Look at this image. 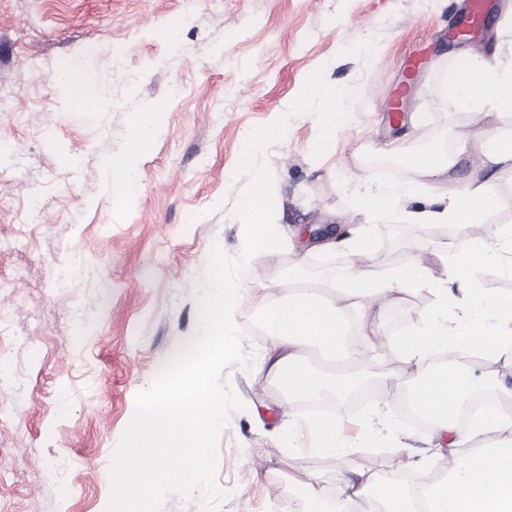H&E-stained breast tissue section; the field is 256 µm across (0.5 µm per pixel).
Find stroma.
Segmentation results:
<instances>
[{"instance_id": "1", "label": "stroma", "mask_w": 512, "mask_h": 512, "mask_svg": "<svg viewBox=\"0 0 512 512\" xmlns=\"http://www.w3.org/2000/svg\"><path fill=\"white\" fill-rule=\"evenodd\" d=\"M486 2L487 30L452 43L470 0H0V283L11 286L0 293V347L14 379L0 391V512H105L137 394L196 331L193 287L213 246L234 257L243 244L235 208L250 184L237 173L245 138L321 67L347 93L348 123L335 151L315 160L317 114L292 116L267 153L275 221L290 243L256 254L238 283L237 327L254 361L224 372L246 408L220 434L217 471L228 493L219 512L291 503L318 512L306 487L334 491L336 460L289 447L288 423L304 414L262 377L268 342L253 329L297 254L310 281L341 276L346 252L318 251L315 232L345 234L348 217L373 226L383 268L417 256L436 263V244L454 252L403 214L362 212L373 191L363 158L477 129L475 107L449 99L442 83L464 51L512 54L508 0ZM73 68L97 80L98 109L70 104L60 76ZM114 68L125 83L109 80ZM158 105L163 129L142 153L141 185L117 204L104 161ZM434 305L426 290L399 294L376 354L390 360L387 336L420 326ZM340 421L341 439L359 445L357 470L422 482L448 465H414L423 430L394 401L370 399Z\"/></svg>"}]
</instances>
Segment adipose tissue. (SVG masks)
Wrapping results in <instances>:
<instances>
[{"label":"adipose tissue","mask_w":512,"mask_h":512,"mask_svg":"<svg viewBox=\"0 0 512 512\" xmlns=\"http://www.w3.org/2000/svg\"><path fill=\"white\" fill-rule=\"evenodd\" d=\"M442 89L481 105V127L460 134L453 149L436 142L407 153L403 164L418 173L417 181L394 187L387 185L381 170H371L379 188L366 198L364 208L386 213L411 198H428V209L412 213V220L433 230L451 224L461 231L447 280H438L418 259L381 270L369 261L376 250L373 230L360 225L349 244L353 261L340 285L292 278L281 298L266 308L268 348L262 371L290 402L320 394L343 398L359 373L389 387L391 375L376 370L366 357L376 344L382 311L394 295L428 290L437 299L435 307L419 328L399 334L394 347L414 378L411 403L432 423L428 443H448V469L424 486L426 512H512V444L496 439L512 427V416L494 409L465 430L456 427L458 407L478 386L476 378L461 370L459 358L482 354L512 363V296L486 292L478 280L490 267L512 276V226L492 237L471 232L497 212L495 185L512 175V133L501 127L502 119L512 114V59L473 55L471 64L449 71ZM161 120L157 112L136 118L127 149L106 160L117 202L138 190L139 159L160 131ZM464 158L478 160L476 172L463 180L452 177V169ZM351 320L363 335L362 344L347 339ZM310 346L321 350L326 365L306 363L304 351ZM340 427L333 418H310L288 435L289 444L308 436L314 449L336 456L335 512H366L374 502L383 512H415L408 488L350 469L347 460L354 447L339 440ZM475 442L483 445L477 457L469 452Z\"/></svg>","instance_id":"1"}]
</instances>
